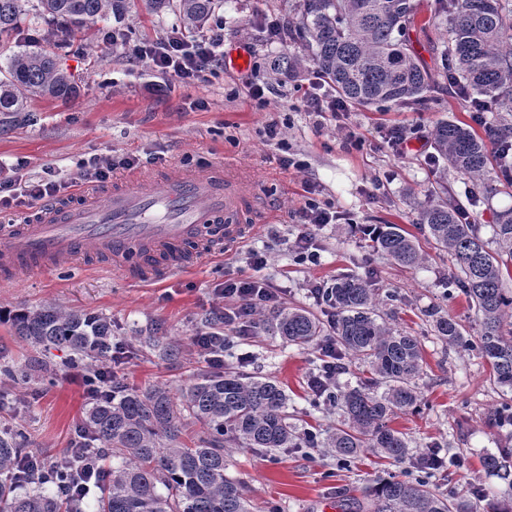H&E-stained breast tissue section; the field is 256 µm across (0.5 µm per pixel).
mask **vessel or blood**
Here are the masks:
<instances>
[{"label":"vessel or blood","mask_w":512,"mask_h":512,"mask_svg":"<svg viewBox=\"0 0 512 512\" xmlns=\"http://www.w3.org/2000/svg\"><path fill=\"white\" fill-rule=\"evenodd\" d=\"M251 184L238 171L217 164L145 187L124 180L109 193L89 187L71 202L41 204L0 225V278L37 275L80 264L88 249L112 256L132 282L148 275L134 266L138 253L166 254L167 271L182 267L190 245L211 253L232 249L246 236Z\"/></svg>","instance_id":"b4317fda"}]
</instances>
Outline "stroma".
<instances>
[{"instance_id":"35a3bbf8","label":"stroma","mask_w":512,"mask_h":512,"mask_svg":"<svg viewBox=\"0 0 512 512\" xmlns=\"http://www.w3.org/2000/svg\"><path fill=\"white\" fill-rule=\"evenodd\" d=\"M415 3L419 24L410 29L409 39L431 65L444 30L427 23L435 0ZM289 16L284 0H223L215 17L223 28L222 48L247 49L249 60L241 69L217 68L203 85L174 82L132 57L133 45L156 41L178 22L171 12L152 14L146 0H129L122 20L101 23L72 40L56 39V56L80 94L67 103L33 99L31 122L0 132V181L38 180L50 171L67 182L80 161L96 157L136 155L139 173L158 178L220 161L249 172L269 220L254 223L234 250L205 255L154 280L126 282L110 258L96 257L84 267L0 284V310L56 304L108 317L113 371L134 388L162 384L175 394L210 369L194 338L205 319L223 314L220 290L226 279H261L280 291L283 306L318 315L322 309L309 291L313 282L328 285L347 274L372 276L382 298L380 315L417 337L423 348L421 401L395 416L392 427L406 433L414 448L436 447L442 456L457 457L452 482H439V492L453 487L466 499L477 489L487 498L511 501L512 486L488 476L481 465L485 453L512 449V427L489 419L503 394L491 385L490 368L476 352L448 347L438 338L430 312L453 318L470 336L478 335L480 317L449 283L453 260L429 243L419 213L427 204L448 199L479 226L483 237H491L496 213L512 209V184L499 177L502 161H492L484 183L472 182L449 163L433 165L432 131L438 121L448 120L479 133L491 124H512V115L486 111L473 119L470 102L449 88L427 93L415 105L354 106L330 121L304 111V95L319 78L305 68L294 78L277 80L274 60L298 52L300 42L294 36L272 41L266 32L269 21ZM117 28L127 33L126 45L112 44L110 34ZM252 77L266 83L265 100L250 98L247 81ZM272 118L285 131L287 149L262 138ZM396 126L416 134L401 153L377 134L378 128ZM285 156L304 161V170L284 168ZM308 181L316 184L318 201L342 215L336 223L313 228L314 261L295 249L301 230L295 214L304 204ZM360 224L400 225L416 238L426 261L412 269L395 264L357 232ZM254 250L264 253V265L253 266ZM272 314L264 309L243 337L225 327L224 366L277 380L288 395L297 434H315L316 444L265 451L229 442L226 473L242 482L253 512H322L330 494L335 512H369L367 487L393 467L368 449L343 467L328 453V438L344 416L308 386L324 355L320 348L289 344L269 330L266 320ZM151 335L168 337L180 347L179 357L165 360L138 351L135 337ZM36 359L42 367L26 383L9 375V368ZM67 360L64 351L24 345L9 325L0 323V425H22L29 455L60 454L80 431L90 399L81 380L72 379Z\"/></svg>"}]
</instances>
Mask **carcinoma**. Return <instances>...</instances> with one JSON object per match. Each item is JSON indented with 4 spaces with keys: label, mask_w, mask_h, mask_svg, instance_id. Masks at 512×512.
Instances as JSON below:
<instances>
[{
    "label": "carcinoma",
    "mask_w": 512,
    "mask_h": 512,
    "mask_svg": "<svg viewBox=\"0 0 512 512\" xmlns=\"http://www.w3.org/2000/svg\"><path fill=\"white\" fill-rule=\"evenodd\" d=\"M222 0H147L151 12H175L188 30L206 24ZM128 0H0V45L21 19L50 20L65 38H73L111 17L121 19ZM425 24L444 26L446 38L435 49L441 65L429 67L406 39L416 24L413 0H294L303 52L283 55L274 71L288 74L310 65L343 101L359 107L379 103L411 105L453 77L472 106L512 112V0H438ZM77 85L60 68L55 55L37 46L10 55L0 80V131L28 111L34 97L70 101ZM512 125H490L480 136L470 127L443 120L434 129L438 155L469 179L487 172L489 146L508 147ZM420 223L435 244L450 252L457 272L455 286L475 307L481 333L472 341L451 318L431 314L440 337L452 346L477 352L491 365L490 381L512 392V336L504 333L505 310L512 297L502 288L503 270L512 266V211L493 225L497 248L489 249L478 225L463 221L453 202L425 206ZM377 248L403 267L419 264L421 255L397 224L383 225L372 238ZM332 309L324 321L296 308L276 312L270 327L297 346L330 343L368 365L370 378L348 390L323 392L342 408L347 427L331 436L342 465L366 448L397 464L407 463L420 477L397 475L367 490L371 512H477L471 503L439 492L423 473L436 469L435 451L415 453L405 434L390 426L400 412L417 407V379L423 362L415 336L378 321L371 283L357 275L336 279L325 292ZM14 336L28 345L70 350V361L83 366L97 382L100 363L112 352V321L63 311L49 304L21 309L7 317ZM140 346L163 359L179 352L162 336H137ZM190 416L204 427L194 446L182 440V421ZM288 395L270 378L239 372H214L187 387L176 400L169 390L147 391L112 378V393L93 400L82 430L101 452L115 460L99 480L98 512H251L240 482L225 474L224 441L231 437L246 448H298L288 422ZM26 435L18 425L0 428V512H84L82 502L61 494L64 481L83 466L81 455L64 452L39 460L25 470ZM484 470L512 485V461L506 454L486 453Z\"/></svg>",
    "instance_id": "1"
}]
</instances>
